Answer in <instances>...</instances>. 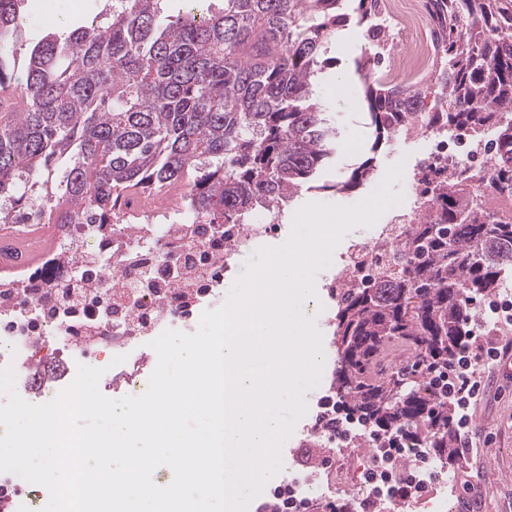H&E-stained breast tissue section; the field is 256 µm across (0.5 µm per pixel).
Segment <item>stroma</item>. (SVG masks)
<instances>
[{
  "label": "stroma",
  "instance_id": "obj_1",
  "mask_svg": "<svg viewBox=\"0 0 512 512\" xmlns=\"http://www.w3.org/2000/svg\"><path fill=\"white\" fill-rule=\"evenodd\" d=\"M107 7L108 0H24L18 58L28 56L48 34L63 37L76 28L103 23ZM376 50L365 27L354 21L328 43L329 63L319 73L314 90L316 99L336 122L339 146L330 163L318 173L315 189H305L294 196L276 214L277 223L290 225L296 210L308 202L354 204L378 186L389 165L402 160L407 153H421L422 144L409 146L403 140H396L390 150L378 156L373 174L360 189L348 196L333 190L334 185L345 180L352 168L368 154L371 130L368 114L362 106L363 86L353 61L362 52ZM340 76L350 84L348 94L343 98L336 95V79ZM317 293L325 311L335 308L336 301L330 297L326 285H319ZM325 311L316 318L325 343L324 374L320 385L307 400V414L282 447L281 455L286 460L282 478L286 481L305 477L298 452L309 441L306 430L315 422L319 400L331 393L335 353L331 346L333 328ZM482 377L484 393L470 408L472 443L457 463L448 468V512H512V357L493 364L483 371Z\"/></svg>",
  "mask_w": 512,
  "mask_h": 512
}]
</instances>
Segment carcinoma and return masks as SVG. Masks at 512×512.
Wrapping results in <instances>:
<instances>
[{
	"label": "carcinoma",
	"instance_id": "cac0c4a2",
	"mask_svg": "<svg viewBox=\"0 0 512 512\" xmlns=\"http://www.w3.org/2000/svg\"><path fill=\"white\" fill-rule=\"evenodd\" d=\"M160 0H112L106 24L48 36L18 78L21 0H0V88L21 104L0 123V224H112L122 204L178 188L207 224H243L303 188L333 152L335 127L310 100L325 44L346 21L341 0H224L201 19L175 21ZM378 0H357L371 32ZM438 33L434 83L392 84L379 58L354 60L374 127L372 156L349 179L367 181L375 155L421 111L427 126L472 129L498 145L494 191L512 198V0H427ZM70 163L62 180L55 164ZM467 178L433 188L435 216L410 225V261L377 288H346L335 325L332 389L341 405L382 437L455 457L454 417L442 378L474 318L468 299L489 294L512 267V221L470 204ZM402 357L383 373L391 354Z\"/></svg>",
	"mask_w": 512,
	"mask_h": 512
}]
</instances>
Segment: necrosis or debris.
<instances>
[{"mask_svg":"<svg viewBox=\"0 0 512 512\" xmlns=\"http://www.w3.org/2000/svg\"><path fill=\"white\" fill-rule=\"evenodd\" d=\"M376 24L394 29L401 45L389 56L387 73L403 84L432 67L437 40L425 21V0H379ZM410 140L427 136L430 150L414 165L415 191L409 203L398 205L375 233L355 242L336 269L330 288L339 294L347 286L374 284L383 267L402 261L399 231L418 223L431 206L422 190L427 175L455 172L473 177L474 191L494 217L512 221V199L490 187L491 172L484 161L488 144L461 132L422 131L419 122L403 128ZM129 214H144L142 224L116 222L107 235L93 224H58L54 246L39 269L24 279L0 277V369L10 367L20 388L41 375L33 357L45 341H54L59 358H87L99 347L122 356L113 366L112 382L125 395L142 394L149 379L133 350L140 337L159 336L162 327L191 323L203 308L222 294L228 277L255 243L279 235L281 225L262 213L245 225L214 228L192 217L182 201L141 211L131 202ZM375 476L357 483L343 512H363L373 501L383 512H401L407 503L447 501L444 466L425 449H393L376 445ZM417 463L408 494L395 488L400 459Z\"/></svg>","mask_w":512,"mask_h":512,"instance_id":"1","label":"necrosis or debris"}]
</instances>
